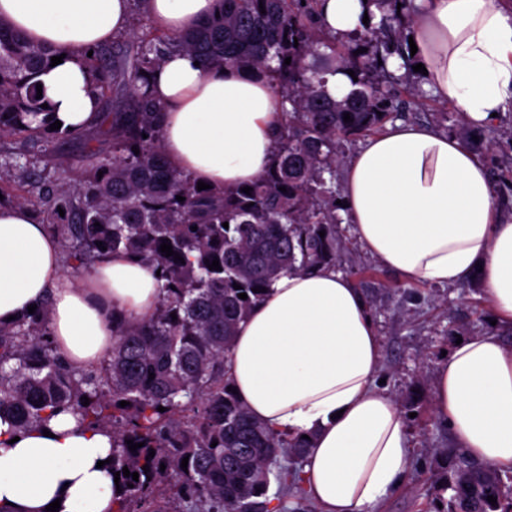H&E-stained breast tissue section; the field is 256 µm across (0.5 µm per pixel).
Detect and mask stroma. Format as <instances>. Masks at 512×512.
I'll list each match as a JSON object with an SVG mask.
<instances>
[{
  "label": "stroma",
  "instance_id": "1",
  "mask_svg": "<svg viewBox=\"0 0 512 512\" xmlns=\"http://www.w3.org/2000/svg\"><path fill=\"white\" fill-rule=\"evenodd\" d=\"M416 92L421 109L393 113L391 122L425 123L459 136L464 121L457 110L438 101L425 85H418ZM80 155L79 138L56 137L44 145L43 165L51 173L58 160L71 159L65 177L75 182L84 175ZM336 231L344 241L338 270L361 290L373 315L382 348L380 376L406 417L414 448L404 484L378 512H449L461 451L433 413L431 376L457 338L491 331L494 314L483 286L477 279L459 287L405 282L361 247L351 224H338Z\"/></svg>",
  "mask_w": 512,
  "mask_h": 512
}]
</instances>
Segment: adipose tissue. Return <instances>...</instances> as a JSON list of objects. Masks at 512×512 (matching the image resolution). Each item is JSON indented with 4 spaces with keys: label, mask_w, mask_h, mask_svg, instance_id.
I'll return each mask as SVG.
<instances>
[{
    "label": "adipose tissue",
    "mask_w": 512,
    "mask_h": 512,
    "mask_svg": "<svg viewBox=\"0 0 512 512\" xmlns=\"http://www.w3.org/2000/svg\"><path fill=\"white\" fill-rule=\"evenodd\" d=\"M410 28L426 86L472 127L512 107V10L497 0H414ZM151 23L179 35L217 0H146ZM132 0H0V20L63 54L39 76L66 129L97 123L85 53L129 28ZM324 28H363L371 0H320ZM163 106L168 163L211 186L236 187L267 167L282 103L266 75L196 66L175 51L149 77ZM343 196L362 247L405 281L459 286L480 279L500 332L464 339L433 374V410L477 462L512 468V218H503L484 163L459 139L398 122L368 138L343 171ZM155 268L123 253L101 257L72 285L61 246L24 205L0 206V322L50 298L55 344L85 367L112 347V318L149 317ZM381 344L351 279L329 268L291 271L237 329L227 361L255 420L304 438L305 492L318 512H372L404 482L412 460L394 397L378 386ZM112 436L68 412L16 433L0 421V506L13 512H112Z\"/></svg>",
    "instance_id": "ef3b65f1"
}]
</instances>
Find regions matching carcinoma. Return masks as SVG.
<instances>
[{
	"label": "carcinoma",
	"mask_w": 512,
	"mask_h": 512,
	"mask_svg": "<svg viewBox=\"0 0 512 512\" xmlns=\"http://www.w3.org/2000/svg\"><path fill=\"white\" fill-rule=\"evenodd\" d=\"M375 2L380 20L345 41L326 36L317 0H221L219 17L179 36L138 18L122 48L87 58L100 121L73 133L50 130L46 97H37L38 77L55 51L0 22V138L81 136L90 162L80 183L54 184L29 178L36 155L0 149V174L10 175L0 194L38 207L76 272L117 251L160 270L159 306L148 318L113 322L112 350L97 365L77 369L63 358L45 303L0 323V419L26 431L69 411L87 428L112 432V472L126 466L139 474L136 481L120 476L115 512H131L132 503L139 504L137 512H168L167 495L189 512H270L273 470L286 472L301 457L304 443L266 428L228 390L226 361L240 322L265 296L262 289L289 271L336 265V168L343 147L401 107L378 78L396 84L413 74L404 27L412 0ZM321 47L331 55L318 67L310 59ZM361 48L365 52L355 54ZM174 50L204 68L222 63L260 70L286 105L272 162L248 184L250 193L200 191L166 162L162 106L149 94L148 74ZM394 55L403 59L399 76L388 70ZM338 70L354 71L357 80L335 100L324 76ZM346 114L351 121H344ZM104 137L112 139L110 157L96 147ZM61 210L69 223H56ZM163 243L174 255L160 251ZM216 258L220 269H209ZM129 440L144 446L131 451ZM452 490L451 512H512V495L492 468H457Z\"/></svg>",
	"instance_id": "cac0c4a2"
}]
</instances>
